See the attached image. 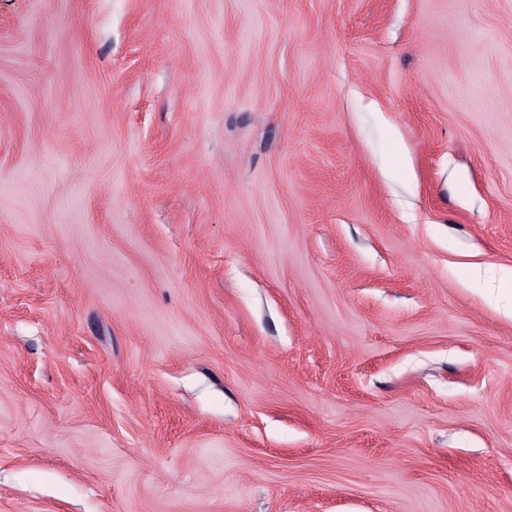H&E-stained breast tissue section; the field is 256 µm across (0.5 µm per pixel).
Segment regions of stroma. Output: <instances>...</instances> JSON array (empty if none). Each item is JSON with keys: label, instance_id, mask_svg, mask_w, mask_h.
I'll return each mask as SVG.
<instances>
[{"label": "stroma", "instance_id": "1", "mask_svg": "<svg viewBox=\"0 0 512 512\" xmlns=\"http://www.w3.org/2000/svg\"><path fill=\"white\" fill-rule=\"evenodd\" d=\"M512 0H0V512H512Z\"/></svg>", "mask_w": 512, "mask_h": 512}]
</instances>
